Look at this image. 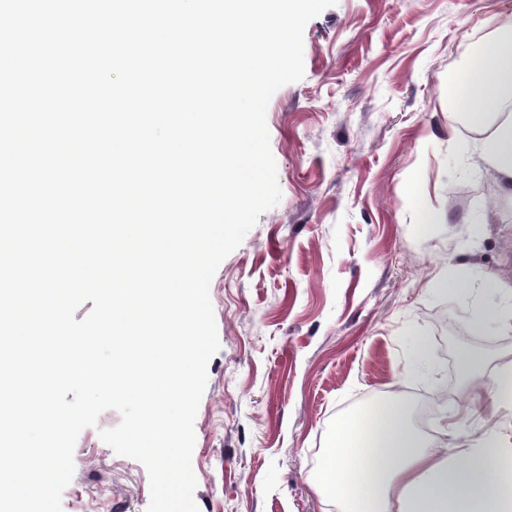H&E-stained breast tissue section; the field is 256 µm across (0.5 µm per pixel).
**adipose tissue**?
<instances>
[{
    "instance_id": "ef3b65f1",
    "label": "adipose tissue",
    "mask_w": 512,
    "mask_h": 512,
    "mask_svg": "<svg viewBox=\"0 0 512 512\" xmlns=\"http://www.w3.org/2000/svg\"><path fill=\"white\" fill-rule=\"evenodd\" d=\"M443 91L452 103L477 95L497 108L512 104V31L486 46L476 83L452 73ZM478 149L512 195V118ZM314 480L341 512H512L511 447L490 433L454 456L429 449L394 397L337 423Z\"/></svg>"
}]
</instances>
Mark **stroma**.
I'll use <instances>...</instances> for the list:
<instances>
[{"label": "stroma", "mask_w": 512, "mask_h": 512, "mask_svg": "<svg viewBox=\"0 0 512 512\" xmlns=\"http://www.w3.org/2000/svg\"><path fill=\"white\" fill-rule=\"evenodd\" d=\"M511 24L512 0H337L306 24L304 77L266 111L281 200L210 283L199 512H336L314 481L336 424L393 396L449 453L512 444V403H465L457 353L512 373V326L483 317L512 311V197L441 93ZM120 421L79 434L62 512H147L145 467L99 436Z\"/></svg>", "instance_id": "obj_1"}]
</instances>
